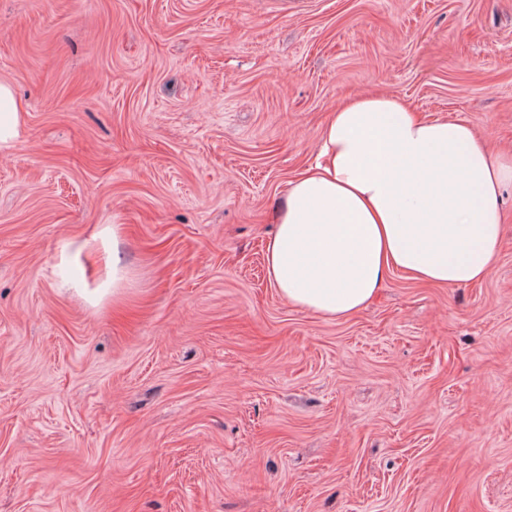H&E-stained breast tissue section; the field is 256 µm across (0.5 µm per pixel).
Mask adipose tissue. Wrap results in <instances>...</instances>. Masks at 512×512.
Segmentation results:
<instances>
[{"mask_svg":"<svg viewBox=\"0 0 512 512\" xmlns=\"http://www.w3.org/2000/svg\"><path fill=\"white\" fill-rule=\"evenodd\" d=\"M510 182L512 161L465 121L421 118L394 95L351 98L275 207L270 281L289 303L340 318L369 305L394 270L448 287L482 280Z\"/></svg>","mask_w":512,"mask_h":512,"instance_id":"1","label":"adipose tissue"}]
</instances>
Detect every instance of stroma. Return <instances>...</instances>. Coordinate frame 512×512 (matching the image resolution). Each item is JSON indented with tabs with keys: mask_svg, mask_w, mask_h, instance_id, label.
I'll return each mask as SVG.
<instances>
[{
	"mask_svg": "<svg viewBox=\"0 0 512 512\" xmlns=\"http://www.w3.org/2000/svg\"><path fill=\"white\" fill-rule=\"evenodd\" d=\"M0 83V512H512V187L478 284L334 319L265 260L354 96L512 156V0H0ZM24 113L10 87L0 83V143H9L20 136ZM112 232V254L108 257V263L112 267V301L119 299L121 289L119 288L121 282L125 278L126 265L119 253L117 247L118 230L116 225H112V230L109 227L103 228L97 234H94L84 242L82 248L88 250H95L98 248L99 243H102L105 237Z\"/></svg>",
	"mask_w": 512,
	"mask_h": 512,
	"instance_id": "stroma-1",
	"label": "stroma"
}]
</instances>
